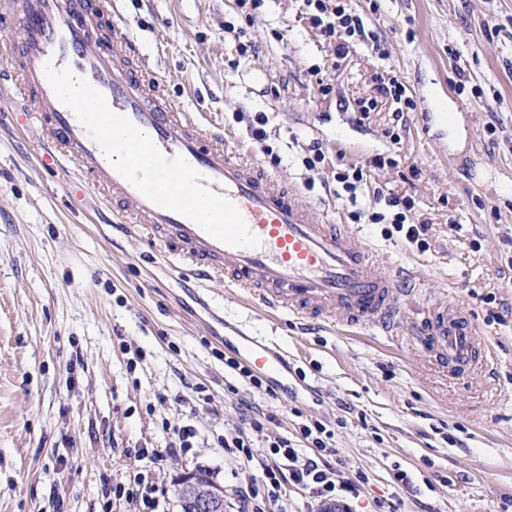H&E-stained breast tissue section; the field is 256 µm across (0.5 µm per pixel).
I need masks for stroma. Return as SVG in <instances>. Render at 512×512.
<instances>
[{
    "label": "stroma",
    "instance_id": "stroma-1",
    "mask_svg": "<svg viewBox=\"0 0 512 512\" xmlns=\"http://www.w3.org/2000/svg\"><path fill=\"white\" fill-rule=\"evenodd\" d=\"M356 3L382 52L337 56L304 0L247 15L236 0H112V16L182 111L222 128L397 277L392 334L270 315L224 281L198 283L113 229L97 191L70 197L76 171L42 166L39 126L0 123V512H140L115 494L138 478L156 512H181L177 480L200 468L236 512L249 473L215 438L242 420L224 365L237 329L288 356L287 398L255 397L268 416L255 449L327 424L337 481L360 480L337 512H512V0ZM228 23L256 56H239ZM392 77L456 119L397 122L386 99L361 114L358 100ZM316 143L326 159L310 170ZM380 156L388 165L374 167ZM350 164L368 169L353 203L336 197ZM381 190L413 200L425 246L369 223L386 209ZM440 301L472 318L483 365L454 374L424 343ZM177 425L197 431L182 455L169 452Z\"/></svg>",
    "mask_w": 512,
    "mask_h": 512
}]
</instances>
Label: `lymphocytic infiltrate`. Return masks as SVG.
<instances>
[{"instance_id":"1","label":"lymphocytic infiltrate","mask_w":512,"mask_h":512,"mask_svg":"<svg viewBox=\"0 0 512 512\" xmlns=\"http://www.w3.org/2000/svg\"><path fill=\"white\" fill-rule=\"evenodd\" d=\"M312 8L311 21L325 42L333 44L337 54L347 53L354 42H362L374 51L382 45L374 32L366 28L363 9L352 0H304ZM239 404L244 426L217 436L216 442L225 451L236 455L248 469L250 478L236 488L237 512H291L288 491L305 488L325 496L336 491L354 492V481L337 485L335 467L329 459V448L334 436L321 422L303 425L301 443L275 436L268 438L263 452L253 449L251 433L262 432L264 412L254 406L251 399L240 397Z\"/></svg>"}]
</instances>
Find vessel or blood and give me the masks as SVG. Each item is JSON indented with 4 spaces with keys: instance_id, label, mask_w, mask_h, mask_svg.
Wrapping results in <instances>:
<instances>
[{
    "instance_id": "b4317fda",
    "label": "vessel or blood",
    "mask_w": 512,
    "mask_h": 512,
    "mask_svg": "<svg viewBox=\"0 0 512 512\" xmlns=\"http://www.w3.org/2000/svg\"><path fill=\"white\" fill-rule=\"evenodd\" d=\"M15 15L23 20L24 40L6 73L16 84L17 111L21 119L37 122L51 145L43 162L73 164L79 179L111 205L118 228L138 225L150 246L167 249L199 279L224 278L257 309L390 329L404 293L343 225L329 223L316 207L299 204L290 184L268 175L192 113L180 111L157 78L135 66L127 39L116 36L89 49L91 32L112 21L111 0H0V20ZM49 61L86 79L114 113L147 134L165 156L184 157L205 186L237 207L259 245L220 242L129 184L57 98L44 74ZM425 341L439 349L449 367L466 368L476 359L471 320L446 308L434 310ZM235 350L287 392L285 356L243 334Z\"/></svg>"
}]
</instances>
